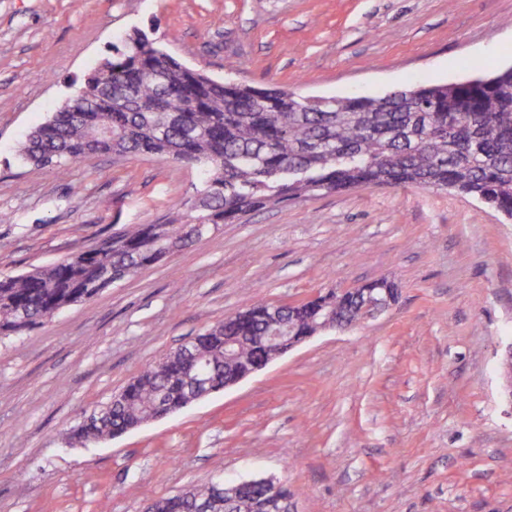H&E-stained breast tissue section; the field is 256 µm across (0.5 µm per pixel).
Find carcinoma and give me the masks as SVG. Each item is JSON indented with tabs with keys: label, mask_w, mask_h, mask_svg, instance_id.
<instances>
[{
	"label": "carcinoma",
	"mask_w": 512,
	"mask_h": 512,
	"mask_svg": "<svg viewBox=\"0 0 512 512\" xmlns=\"http://www.w3.org/2000/svg\"><path fill=\"white\" fill-rule=\"evenodd\" d=\"M82 96L57 107L19 147L26 163L54 167L89 154L168 157L202 175L195 194L175 204L164 224H138L96 247L21 275H0V336L20 334L55 311L85 301L138 270L251 212L315 192L371 186L446 190L512 212V67L479 84H410L383 96L310 102L286 88L263 89L194 73L146 32L112 44L83 78ZM361 288L328 291L276 315L259 303L224 317L197 336L219 392L269 355L255 340L288 324L305 336L328 318L356 324ZM235 337L224 357V338ZM193 395L183 362L146 367L105 414L77 426L78 444L112 439L145 423L158 399L178 410ZM214 484L184 491L185 507L212 497ZM238 493L262 512L264 491Z\"/></svg>",
	"instance_id": "1"
}]
</instances>
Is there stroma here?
Masks as SVG:
<instances>
[{
	"instance_id": "35a3bbf8",
	"label": "stroma",
	"mask_w": 512,
	"mask_h": 512,
	"mask_svg": "<svg viewBox=\"0 0 512 512\" xmlns=\"http://www.w3.org/2000/svg\"><path fill=\"white\" fill-rule=\"evenodd\" d=\"M217 80L380 96L512 64V0H0V275L159 224L197 170L19 160L30 128L133 29ZM387 280L395 303L105 443L74 426L226 315ZM512 220L417 187L321 192L221 224L0 339V512H144L272 476L297 512H512Z\"/></svg>"
}]
</instances>
